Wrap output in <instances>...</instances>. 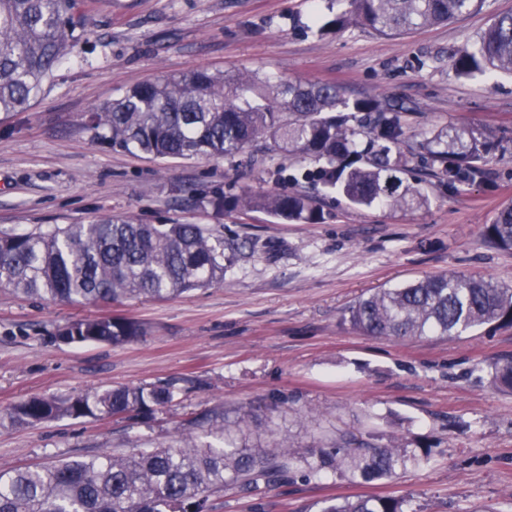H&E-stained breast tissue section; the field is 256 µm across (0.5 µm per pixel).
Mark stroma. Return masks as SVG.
<instances>
[{
  "instance_id": "obj_1",
  "label": "stroma",
  "mask_w": 512,
  "mask_h": 512,
  "mask_svg": "<svg viewBox=\"0 0 512 512\" xmlns=\"http://www.w3.org/2000/svg\"><path fill=\"white\" fill-rule=\"evenodd\" d=\"M336 0H75L84 37L37 101L0 112V231L87 224L101 215L143 224H198L237 246L224 281L117 311L144 335L122 346L66 345L56 326L106 313L0 288V469L102 452L134 453L206 435L181 423L207 412L252 410L250 443L287 437L306 450L353 431L375 443L427 448L397 477L361 484L343 474L294 479L250 496L214 498L213 512H310L320 501L404 497L414 512H512V392L481 368L512 355V327L450 338L364 335L342 321L360 296L436 274L512 286V250L481 233L512 204V75L458 76L449 56L512 13V0L411 34L361 26L319 32ZM206 69L339 85L375 97L412 129L466 124L501 139L487 177L456 191L427 179L424 203L355 208L313 184L314 162L257 146L233 159L162 161L108 143L92 110L128 87ZM272 190L305 193L318 224L277 220L206 198ZM174 383L171 404L104 419L14 424L10 409L35 396L65 399L108 388Z\"/></svg>"
}]
</instances>
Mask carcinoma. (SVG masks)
Masks as SVG:
<instances>
[{
	"label": "carcinoma",
	"instance_id": "1",
	"mask_svg": "<svg viewBox=\"0 0 512 512\" xmlns=\"http://www.w3.org/2000/svg\"><path fill=\"white\" fill-rule=\"evenodd\" d=\"M75 0H0V112L31 105L55 69L79 43ZM324 31L352 23L385 36L444 24L481 0H345ZM459 76L512 73V14L497 16L469 45L450 56ZM91 126L112 146L159 159L234 157L260 140L320 164L324 188L355 208L423 202L418 186L398 173L407 160L399 145L410 133L401 112L372 99H349L334 83H303L256 74L197 70L138 83L90 113ZM415 168L451 188L483 177L493 142L476 129L449 125L420 132ZM243 206L293 223L317 224L323 212L301 194L267 191ZM483 239L512 250V205L484 226ZM236 248L197 224H142L102 216L89 224L51 225L0 235V287L69 304L119 305L138 297L168 299L224 282ZM355 330L378 337L460 336L477 328L512 326V287L464 274H441L359 298L345 311ZM143 335L138 321L103 314L56 327L63 344L121 345ZM479 371L512 391V356ZM173 384L118 387L67 399L33 397L16 405L14 423L34 426L60 416L105 418L173 402ZM249 417L239 409L194 418L217 441L181 442L129 455L102 453L64 463L0 469V512H212L211 497L231 485L244 493L300 476L341 473L360 482L386 480L428 452L380 446L355 433L304 453L274 443L254 450L236 431ZM318 512H415L403 498L324 500Z\"/></svg>",
	"mask_w": 512,
	"mask_h": 512
}]
</instances>
